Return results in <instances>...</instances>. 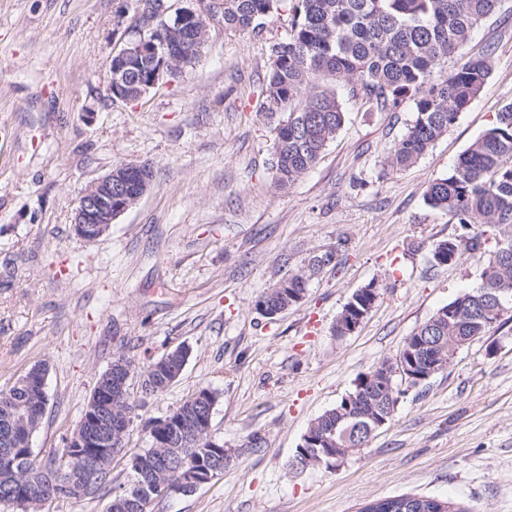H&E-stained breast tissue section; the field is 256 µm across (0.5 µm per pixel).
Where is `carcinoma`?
<instances>
[{"label": "carcinoma", "mask_w": 512, "mask_h": 512, "mask_svg": "<svg viewBox=\"0 0 512 512\" xmlns=\"http://www.w3.org/2000/svg\"><path fill=\"white\" fill-rule=\"evenodd\" d=\"M499 0H293V23L288 41L272 48L273 61L266 92L274 103H286L321 81L360 83L367 101L381 108L395 109L407 97L413 98L414 118L391 153L396 168L416 162L444 136L458 115L481 92L491 74L492 56L486 52L466 57L462 48L474 30L496 10ZM279 0H219L202 11L203 20L178 27L160 19L150 38L170 52L166 68L178 71L196 59L211 19L219 16L224 27L261 30L278 9ZM457 58L447 75H436L449 59ZM160 62L152 57L127 63L119 75L114 98L136 100L146 92ZM345 112L335 93L326 89L307 96L304 105L288 114L275 127V183L291 186L319 159L321 153L344 123ZM428 204L451 213L460 233L430 247L437 266H446L462 256L482 253L486 230L512 228V103L496 113L492 126L478 137L457 159L445 178L435 180L427 193ZM303 273H291L278 287L262 295L258 310L272 313L294 304L300 292ZM484 281L459 298L480 299L485 291L499 289L500 299L512 301V235L500 238L498 249L482 271ZM438 309L430 319L407 337L409 343L421 339L430 344L429 355L440 363L448 361V351L465 346L470 336H484L489 330L483 316L465 311L454 322L442 320ZM180 357L151 362L141 377L153 380L161 393L170 386ZM47 372L38 363L20 375L6 391H0V503L7 502L13 512H50L52 500L43 496L15 501L12 485L39 481L22 450L13 447L19 435L34 433L41 422L31 418L22 405L30 391L26 379L33 373ZM100 402L108 422L134 420L135 405L130 395L112 391V380L104 382ZM390 405L389 395L374 389L370 400L350 409L345 400L317 418L307 428L310 434L340 440L338 463L346 451L365 445L369 436L359 429L358 415ZM186 422V432L177 438L182 465L174 464L171 448L163 437L154 435V422L145 424L154 462L146 478L133 467L126 468L125 482L114 485L112 470L100 476L94 494L109 496L106 512H135L128 497L140 491L141 482L159 485L180 479L189 468H199V457L208 447L209 434L197 426L202 411L198 401L188 399L178 408ZM75 442L66 444L56 459L55 474L63 483L70 466L77 464Z\"/></svg>", "instance_id": "obj_1"}]
</instances>
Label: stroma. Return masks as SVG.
I'll use <instances>...</instances> for the list:
<instances>
[{"mask_svg":"<svg viewBox=\"0 0 512 512\" xmlns=\"http://www.w3.org/2000/svg\"><path fill=\"white\" fill-rule=\"evenodd\" d=\"M136 5L0 0V390L47 365L34 456L60 455L116 356L139 371L184 345L188 361L164 392L145 398L131 386L124 451L147 447L145 422L210 388L211 436L237 455L195 494L158 498L151 512H360L403 494L512 512V310L426 385L397 381L390 421L336 467L288 466L313 419L481 283L482 258L432 265L431 244L459 226L426 193L512 102V0L464 49L493 51L480 94L416 163H387L412 99L381 111L340 83L343 126L286 189L274 180V128L304 99L276 107L263 90L271 47L291 30V0L259 33L211 22L180 77L115 101L108 63ZM130 162L152 164L149 190L108 234L78 237L81 192ZM326 253L333 263L310 268ZM304 269V299L260 316L257 300ZM372 282L371 312L334 336L352 293Z\"/></svg>","mask_w":512,"mask_h":512,"instance_id":"obj_1","label":"stroma"}]
</instances>
